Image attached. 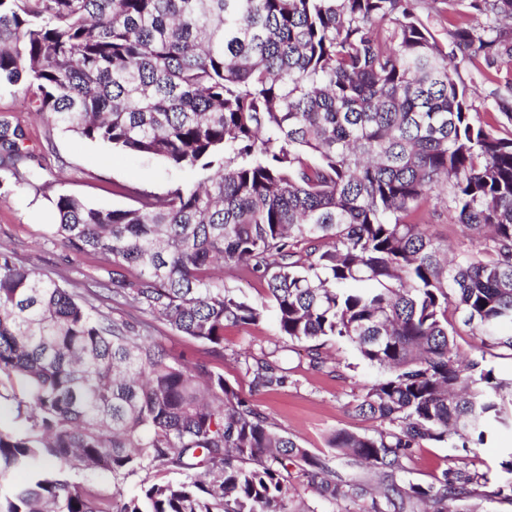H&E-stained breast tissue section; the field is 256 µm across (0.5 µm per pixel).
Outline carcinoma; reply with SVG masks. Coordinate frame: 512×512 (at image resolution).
<instances>
[{"mask_svg": "<svg viewBox=\"0 0 512 512\" xmlns=\"http://www.w3.org/2000/svg\"><path fill=\"white\" fill-rule=\"evenodd\" d=\"M455 2L491 23L446 46L415 0H0V84L32 92L47 125L199 172L130 209L56 196L51 237L116 266L84 295L0 248V399L27 423L0 427V512H305L293 468L336 512H476L486 473L458 458L420 484L407 466L423 441L484 445L512 407L486 365L512 352V139L474 121L454 77L457 59L512 62V0ZM23 139L0 121L20 192L40 177ZM443 195L463 232L451 257L417 220ZM216 261L265 296L224 287ZM268 312L313 366L345 340L380 372L353 407L383 428L328 440L377 491L148 335L163 323L222 360L224 328ZM249 370L283 384L265 360ZM93 467L118 491L150 469L182 478L115 511L66 475ZM331 465L333 470L336 472V479L345 481H368L373 483V475L371 472L360 465L356 466L339 458H336Z\"/></svg>", "mask_w": 512, "mask_h": 512, "instance_id": "obj_1", "label": "carcinoma"}]
</instances>
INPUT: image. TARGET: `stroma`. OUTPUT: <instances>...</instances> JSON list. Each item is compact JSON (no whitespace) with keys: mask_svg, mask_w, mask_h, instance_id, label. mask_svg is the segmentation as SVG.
<instances>
[{"mask_svg":"<svg viewBox=\"0 0 512 512\" xmlns=\"http://www.w3.org/2000/svg\"><path fill=\"white\" fill-rule=\"evenodd\" d=\"M418 15L434 36L448 42L455 27H481L484 16L459 9L449 0L444 13H436L428 0H419ZM457 79L468 92L475 121L494 126L500 136L512 138V123L498 111L497 97L512 102V64L501 61L487 66L484 59L459 63ZM20 125L26 134L23 146L38 161L40 178L25 194H16L14 179L0 170V244L10 247L37 272L63 274L69 287L81 288L99 277L98 261L71 253L51 240L46 224L34 213L50 209L62 192L83 199L94 207L130 208L140 192L165 193L179 184L195 182L194 172L176 169L161 159L130 155L45 125L33 112L21 87H0V120ZM334 359L323 369L312 368L304 347L280 337L272 317L224 331V359L219 368L225 379L260 409L282 432L317 455L328 451L327 438L337 430L369 432L374 422L362 420L353 410L355 396L379 373L361 360L344 342L328 345ZM270 356L284 382L279 387L256 388L246 362L251 357ZM453 451L447 444L425 442L413 448L408 467L414 480L426 483L447 467ZM512 455V427L497 426L486 445L470 455V468L487 473L491 499L481 500V512H512V497L498 489L511 476L502 473L500 462Z\"/></svg>","mask_w":512,"mask_h":512,"instance_id":"35a3bbf8","label":"stroma"}]
</instances>
